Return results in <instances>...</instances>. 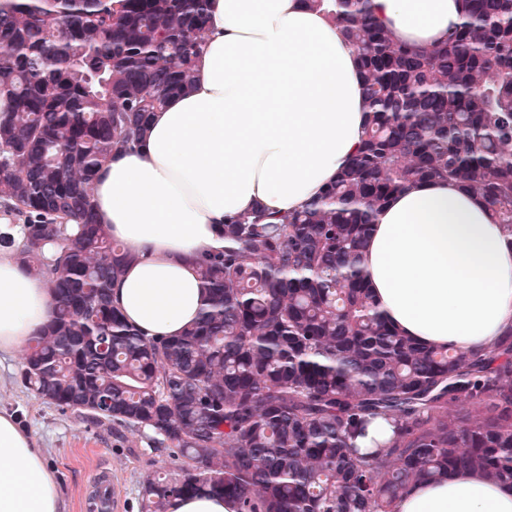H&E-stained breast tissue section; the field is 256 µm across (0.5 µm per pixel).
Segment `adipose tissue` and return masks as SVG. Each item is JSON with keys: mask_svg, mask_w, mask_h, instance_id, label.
I'll return each instance as SVG.
<instances>
[{"mask_svg": "<svg viewBox=\"0 0 512 512\" xmlns=\"http://www.w3.org/2000/svg\"><path fill=\"white\" fill-rule=\"evenodd\" d=\"M375 3L394 39L424 48L447 38L461 0ZM364 123L357 54L321 11L306 0H211L191 90L152 112L137 151L114 153L94 180L98 223L136 256L112 289L127 322L179 335L204 301L194 259L223 247L225 218L318 196ZM364 267L387 320L420 345L482 354L512 330V237L452 182L393 197ZM53 314L45 279L0 256V355L29 345ZM0 512H66L32 432L5 409ZM394 512H512V488L459 471L412 486Z\"/></svg>", "mask_w": 512, "mask_h": 512, "instance_id": "1", "label": "adipose tissue"}]
</instances>
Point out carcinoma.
I'll list each match as a JSON object with an SVG mask.
<instances>
[{"label": "carcinoma", "instance_id": "obj_1", "mask_svg": "<svg viewBox=\"0 0 512 512\" xmlns=\"http://www.w3.org/2000/svg\"><path fill=\"white\" fill-rule=\"evenodd\" d=\"M355 48L358 151L288 215L224 222L196 259L195 322L149 339L112 304L134 255L96 221L100 166L190 89L208 0H0V248L52 288L23 383L97 426L151 432L173 466L141 512L213 494L235 512H393L457 470L512 487V331L485 355L423 347L385 319L365 240L395 195L448 180L512 235V0H463L448 40L396 42L374 0H306ZM385 417L394 438L354 444Z\"/></svg>", "mask_w": 512, "mask_h": 512}]
</instances>
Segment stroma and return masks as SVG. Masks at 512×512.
Here are the masks:
<instances>
[{"instance_id":"35a3bbf8","label":"stroma","mask_w":512,"mask_h":512,"mask_svg":"<svg viewBox=\"0 0 512 512\" xmlns=\"http://www.w3.org/2000/svg\"><path fill=\"white\" fill-rule=\"evenodd\" d=\"M0 408L17 413L32 431L57 472L69 512H89L97 494L93 476L103 468L111 471L116 485L118 500L111 512H140L143 474L170 465L147 436L82 422L44 403L22 382L16 357L0 360Z\"/></svg>"}]
</instances>
